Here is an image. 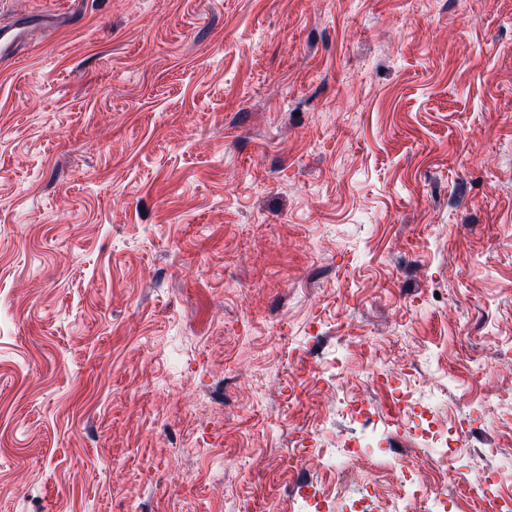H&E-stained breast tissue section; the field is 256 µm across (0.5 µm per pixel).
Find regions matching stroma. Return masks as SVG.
Returning <instances> with one entry per match:
<instances>
[{"instance_id":"35a3bbf8","label":"stroma","mask_w":512,"mask_h":512,"mask_svg":"<svg viewBox=\"0 0 512 512\" xmlns=\"http://www.w3.org/2000/svg\"><path fill=\"white\" fill-rule=\"evenodd\" d=\"M0 512H290L300 431L512 455V0H0ZM29 25L20 18L13 26L0 28V56H11L22 41ZM428 414V418H424L428 422V429L424 430L420 436V443L423 446V449L426 451L423 452L425 459L428 465H434L437 467L439 474H443L446 477L448 476V449L451 446L448 444V430L440 427L442 420L440 419L438 412L433 408H426L424 410ZM428 448H446L438 452L436 455L430 453Z\"/></svg>"}]
</instances>
